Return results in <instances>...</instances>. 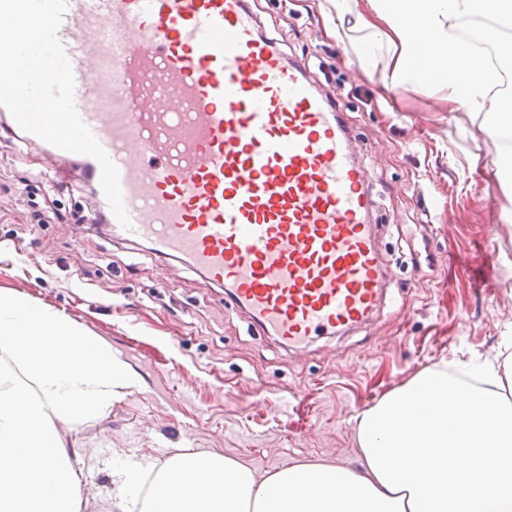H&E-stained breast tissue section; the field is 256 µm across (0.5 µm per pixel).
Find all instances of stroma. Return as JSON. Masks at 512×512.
<instances>
[{
	"instance_id": "obj_1",
	"label": "stroma",
	"mask_w": 512,
	"mask_h": 512,
	"mask_svg": "<svg viewBox=\"0 0 512 512\" xmlns=\"http://www.w3.org/2000/svg\"><path fill=\"white\" fill-rule=\"evenodd\" d=\"M250 8L351 129L386 270L383 307L364 327L286 347L186 263L84 222L96 200L83 178L0 134V288L66 312L141 378L105 414L63 429L84 470L81 512H111L114 465L162 463L177 448L266 474L295 462L357 466L358 414L441 361L497 355L512 327V180L480 115L448 111L425 87L391 88L387 48L366 30L330 34L329 0ZM52 202L65 222L32 221Z\"/></svg>"
}]
</instances>
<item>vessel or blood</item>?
<instances>
[{
	"mask_svg": "<svg viewBox=\"0 0 512 512\" xmlns=\"http://www.w3.org/2000/svg\"><path fill=\"white\" fill-rule=\"evenodd\" d=\"M78 112L119 169L130 227L299 347L368 324L386 272L339 112L262 35L248 0H69ZM74 161L93 189L90 156Z\"/></svg>",
	"mask_w": 512,
	"mask_h": 512,
	"instance_id": "b4317fda",
	"label": "vessel or blood"
}]
</instances>
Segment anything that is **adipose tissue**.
<instances>
[{
    "label": "adipose tissue",
    "mask_w": 512,
    "mask_h": 512,
    "mask_svg": "<svg viewBox=\"0 0 512 512\" xmlns=\"http://www.w3.org/2000/svg\"><path fill=\"white\" fill-rule=\"evenodd\" d=\"M335 0L390 53V82L428 86L449 111L482 116L512 141V99H494L498 68L458 36L484 20L502 46L512 0ZM0 352L27 381L0 375V512H79L82 470L60 424L106 413L139 386L110 347L68 315L0 289ZM359 465L295 463L272 474L205 450L113 473L115 512H512V364L474 359L429 368L356 418Z\"/></svg>",
    "instance_id": "ef3b65f1"
}]
</instances>
